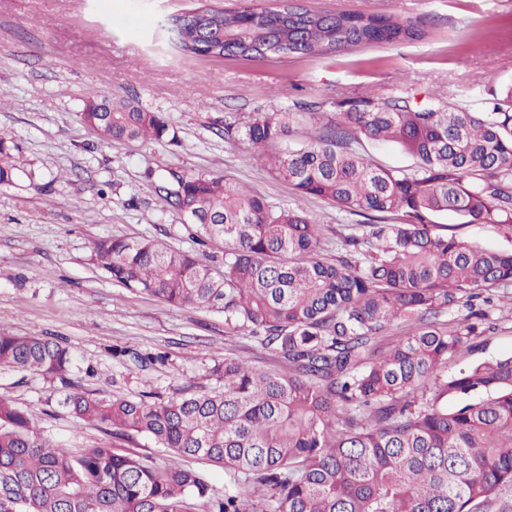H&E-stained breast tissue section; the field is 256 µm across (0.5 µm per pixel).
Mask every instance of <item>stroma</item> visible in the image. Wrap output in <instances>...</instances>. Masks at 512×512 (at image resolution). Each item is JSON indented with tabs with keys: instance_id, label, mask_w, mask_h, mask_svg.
<instances>
[{
	"instance_id": "obj_1",
	"label": "stroma",
	"mask_w": 512,
	"mask_h": 512,
	"mask_svg": "<svg viewBox=\"0 0 512 512\" xmlns=\"http://www.w3.org/2000/svg\"><path fill=\"white\" fill-rule=\"evenodd\" d=\"M297 2L314 11L411 20L425 36L324 57L191 59L162 38L160 24L197 0H0V134L17 160L11 182L0 183L1 327L57 338L79 368L95 369L87 387L107 394L152 389L167 398L201 383L215 386L214 370L228 350L253 367L273 368L270 352L227 332L223 312L174 307L112 283L93 262V241L151 238L195 250L191 227L152 183L173 169L228 175L273 205L309 212L324 226V253L335 255L337 231L357 216L300 195L263 156L225 138V122L311 102L333 117L358 100L412 91L482 112L512 81V0ZM91 93L164 113L177 143L102 139L79 116ZM434 221L486 248L512 250L510 225L465 224L452 213ZM495 294L491 329L463 362L512 354V284ZM116 346L128 355H113ZM138 353L165 360L144 367ZM63 393L40 377L0 372V398L30 410L41 433L75 450L110 441L59 407ZM113 444L163 467L177 462L143 436Z\"/></svg>"
}]
</instances>
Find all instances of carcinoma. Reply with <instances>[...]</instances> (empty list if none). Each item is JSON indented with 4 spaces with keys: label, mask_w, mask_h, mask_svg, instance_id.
<instances>
[{
    "label": "carcinoma",
    "mask_w": 512,
    "mask_h": 512,
    "mask_svg": "<svg viewBox=\"0 0 512 512\" xmlns=\"http://www.w3.org/2000/svg\"><path fill=\"white\" fill-rule=\"evenodd\" d=\"M175 23L169 42L190 58L328 56L423 35L391 15L288 0L260 11L201 6ZM321 109L257 112L242 140L263 151L302 134L301 147L273 156L276 175L365 218L362 232L337 235L336 257L322 253L323 227L307 213L232 178L176 170L155 190L195 226L197 245L222 247V268L154 239L94 244L113 282L223 311L230 333L255 339L276 368L228 351L216 387L106 395L73 380L76 359L60 342L0 329V371L59 382L75 421L221 467L234 491L214 500L195 470L106 445L75 452L0 399V512H489L512 488V355L445 371L485 333L476 302L512 283V251L440 233L432 220L453 212L512 224V84L485 112L414 94L364 100L337 121L319 122ZM80 119L106 140L177 141L164 113L122 98L91 93ZM362 137L397 146L415 166L370 163L356 149ZM12 169L1 137L0 182ZM393 213L401 222H382ZM396 323L408 334L383 346Z\"/></svg>",
    "instance_id": "carcinoma-1"
}]
</instances>
